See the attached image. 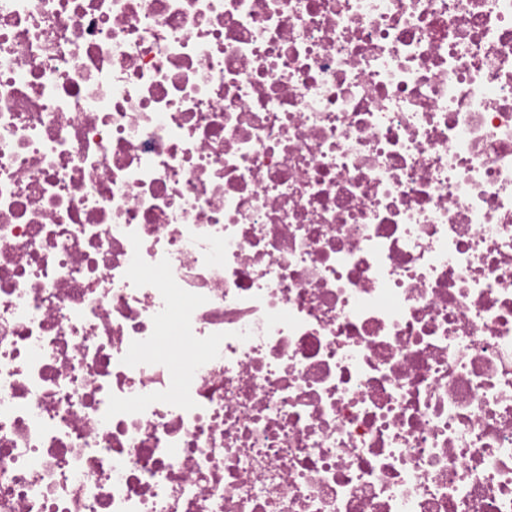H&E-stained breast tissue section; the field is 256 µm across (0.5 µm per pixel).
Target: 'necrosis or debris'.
<instances>
[{"instance_id": "4bbe7bcc", "label": "necrosis or debris", "mask_w": 512, "mask_h": 512, "mask_svg": "<svg viewBox=\"0 0 512 512\" xmlns=\"http://www.w3.org/2000/svg\"><path fill=\"white\" fill-rule=\"evenodd\" d=\"M0 512H512V0H0Z\"/></svg>"}]
</instances>
